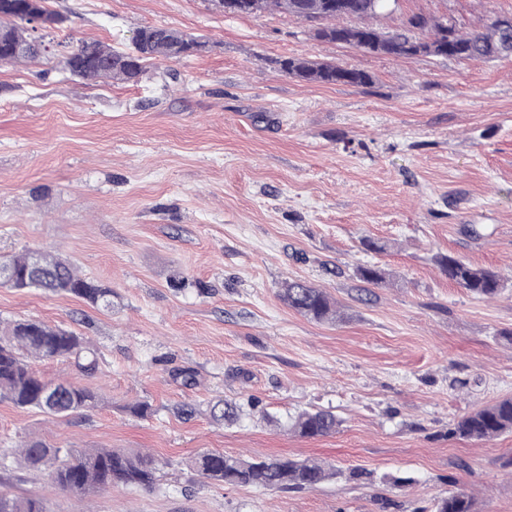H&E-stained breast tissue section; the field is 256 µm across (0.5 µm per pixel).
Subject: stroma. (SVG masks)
<instances>
[{"label": "stroma", "instance_id": "obj_1", "mask_svg": "<svg viewBox=\"0 0 512 512\" xmlns=\"http://www.w3.org/2000/svg\"><path fill=\"white\" fill-rule=\"evenodd\" d=\"M45 5L65 18L51 36L72 46L127 50L155 25L209 49L151 61L135 85L70 77L54 51L0 64V256L52 252L112 290L104 310L0 286L1 330L37 319L97 352L91 376L63 359L33 371L101 398L58 419L0 401V491L49 512H431L451 492L473 496L475 512H512V432L448 434L512 397V57L396 58L213 0ZM412 13L468 32L512 15V0H400L373 24L392 32ZM292 57L372 82L307 83L281 70ZM448 254L496 271L505 289L471 294L438 266ZM366 265L386 282H361ZM292 279L325 289L340 320L288 308ZM220 399L241 405L237 421L211 417ZM137 402L150 415L131 414ZM185 403L192 419L177 414ZM310 409L332 411L336 432H290ZM32 437L149 453L164 476L75 495L21 465ZM207 451L311 458L340 475L313 489L217 484L190 465ZM355 469L372 481L349 479ZM400 475L412 484L393 486Z\"/></svg>", "mask_w": 512, "mask_h": 512}]
</instances>
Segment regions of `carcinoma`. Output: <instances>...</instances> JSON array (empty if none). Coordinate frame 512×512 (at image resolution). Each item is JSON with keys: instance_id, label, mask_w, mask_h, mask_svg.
<instances>
[{"instance_id": "carcinoma-1", "label": "carcinoma", "mask_w": 512, "mask_h": 512, "mask_svg": "<svg viewBox=\"0 0 512 512\" xmlns=\"http://www.w3.org/2000/svg\"><path fill=\"white\" fill-rule=\"evenodd\" d=\"M253 13L274 6L296 18L317 22L318 37L351 44L358 48H385L390 56L419 55L414 44L434 50L436 56L466 62H486L512 55V28H502L501 16H494L482 29L468 33L454 31L455 41H442L444 25L436 18L414 14L406 27L384 33L368 24V20L386 11L371 0H347L344 13L329 10L326 0H253ZM46 15L56 22L63 18L49 11L44 0H0V63L16 64L33 61L47 51L44 37L36 34L33 18ZM349 18L354 26L334 24ZM208 42L200 37L162 26H143L132 37L129 51H116L98 40H81L62 55L60 65L71 75L84 80L105 78L124 83H137L144 74L146 62H177L192 57ZM285 73L309 83L369 84L363 71L331 63H311L304 59L282 61ZM438 263L448 277L479 297L490 298L504 288L497 272L471 266L452 256H441ZM13 272V278L0 280L1 286L15 289L40 288L48 293L71 294L95 307H112V289L77 274L66 259L50 252L39 253L38 263L32 253L0 259V267ZM358 277L367 284L379 285L385 273L375 266L357 269ZM283 300L288 307L316 321L337 317L335 303L327 293L306 281L286 284ZM66 359L85 373L97 370L98 359L84 337L40 320L26 319L12 323L0 336V400L20 408H34L53 417L97 407L98 393L86 386L68 381H45L36 376L28 364L29 357ZM240 406L220 400L210 409L217 421H233ZM339 420L329 410L300 412L291 430L304 438H316L336 431ZM512 430V398L463 416L448 431L451 437L468 440H491ZM25 466L46 472L56 487L81 496L95 495L114 484L150 488L155 483L161 462L147 454L112 448H54L41 439L25 443L20 451ZM192 466L205 478L230 485L265 489L315 488L337 475L336 469L310 459L275 457L243 460L220 452H204L192 460ZM0 512H49L38 497H11L0 492ZM433 512H473V498L452 493L434 503Z\"/></svg>"}]
</instances>
